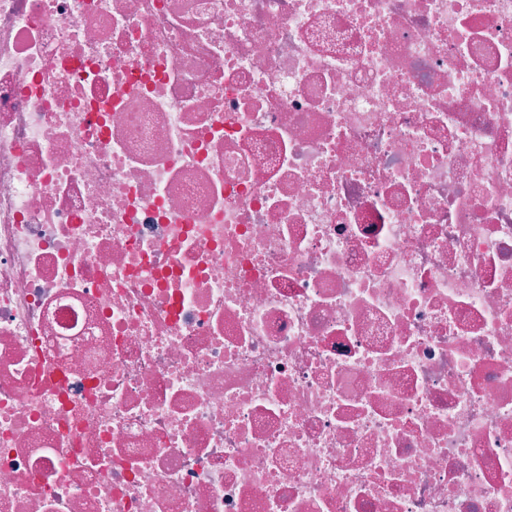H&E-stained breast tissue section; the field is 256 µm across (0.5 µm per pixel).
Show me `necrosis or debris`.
Returning a JSON list of instances; mask_svg holds the SVG:
<instances>
[{"instance_id": "obj_1", "label": "necrosis or debris", "mask_w": 512, "mask_h": 512, "mask_svg": "<svg viewBox=\"0 0 512 512\" xmlns=\"http://www.w3.org/2000/svg\"><path fill=\"white\" fill-rule=\"evenodd\" d=\"M0 512H512V0H0Z\"/></svg>"}]
</instances>
